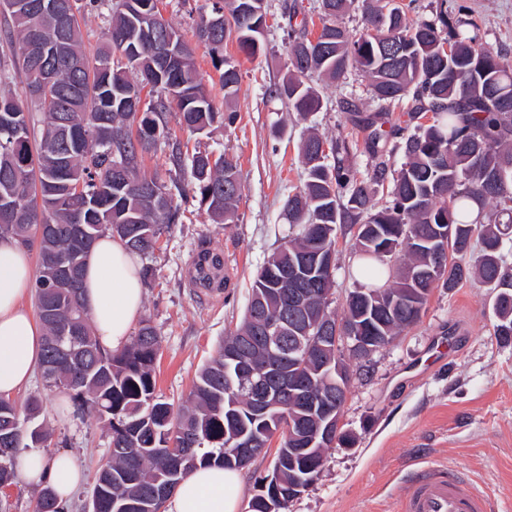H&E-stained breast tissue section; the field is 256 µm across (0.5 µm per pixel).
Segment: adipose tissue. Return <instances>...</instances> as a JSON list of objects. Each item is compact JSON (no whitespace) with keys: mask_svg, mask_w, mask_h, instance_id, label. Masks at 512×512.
I'll return each mask as SVG.
<instances>
[{"mask_svg":"<svg viewBox=\"0 0 512 512\" xmlns=\"http://www.w3.org/2000/svg\"><path fill=\"white\" fill-rule=\"evenodd\" d=\"M35 282L29 250L0 242V395L13 396L33 378L41 359L44 331L24 304ZM83 302L101 344L119 350L129 341L142 310L144 290L137 257L119 238L106 234L93 245L85 266ZM20 474L30 484L51 486L68 501L82 475L74 457L27 452ZM243 497L238 471L201 467L185 477L166 502L167 512H240Z\"/></svg>","mask_w":512,"mask_h":512,"instance_id":"1","label":"adipose tissue"}]
</instances>
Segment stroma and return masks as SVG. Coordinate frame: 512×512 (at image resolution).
Masks as SVG:
<instances>
[{"label":"stroma","mask_w":512,"mask_h":512,"mask_svg":"<svg viewBox=\"0 0 512 512\" xmlns=\"http://www.w3.org/2000/svg\"><path fill=\"white\" fill-rule=\"evenodd\" d=\"M267 4L263 53L249 59L235 41L224 44L225 58L241 75L232 102L224 100L207 48L195 50L197 69L215 107L234 111V122L215 123L205 134L171 130L182 151L223 153L237 160L243 191L234 223L213 222L197 197H188L178 221L164 226L155 250L139 258L152 272L144 286L141 316L159 339L156 390L174 403L188 397L202 365L240 323L257 270L286 239L283 205L305 180L298 155L303 132L313 127L326 140L348 142L347 164L371 181L381 203L389 197L392 171L406 161L403 153L394 154L388 174L374 180L376 160L365 144V131L347 107L352 101L364 111L372 109L368 83L359 72L335 83L309 77L321 108L305 119L269 95L288 70V6H297L310 33H317L321 22L319 0ZM448 4L465 6L488 47L512 54V0ZM170 154L166 139H159L143 154L141 174L189 186L188 170L175 168ZM353 243L348 226H340L332 303L336 311L360 285L353 272ZM203 244L224 256L229 283L215 296H200L190 284ZM492 322L490 290L478 280L464 281L451 291L437 287L417 325L366 358H349L351 380L341 426L350 441L326 450L319 478L289 502L287 512H391L394 496L405 488L404 473L422 458L461 467L479 489L512 503V341L493 336ZM32 396L42 397V418L52 431L43 454L70 449L83 471L67 512H88L95 473L110 452L111 436L75 404L60 406L58 392L46 390L41 376H34L15 399L22 403Z\"/></svg>","instance_id":"35a3bbf8"}]
</instances>
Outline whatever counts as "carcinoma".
Segmentation results:
<instances>
[{
  "mask_svg": "<svg viewBox=\"0 0 512 512\" xmlns=\"http://www.w3.org/2000/svg\"><path fill=\"white\" fill-rule=\"evenodd\" d=\"M356 1L363 28L353 33L341 19ZM158 2L113 0L106 45L93 57L82 47L79 7L62 14L15 0L17 8L0 11L11 22L8 50L21 66L30 99L27 104L0 92V207L18 200L22 208L15 222L0 223V240L37 246L35 303L45 331L39 370L47 376V390L70 393L80 410L110 431L116 451L99 466L94 488L106 489L113 500L148 496L164 472L179 471L180 481L202 465L234 468L224 462L234 451L230 441L260 426L250 416L248 397L252 383L263 377L264 356L251 340L262 335L265 321L286 313L290 285L284 273L305 255L336 249L339 224L367 226L373 234L370 242L360 232L355 235L359 273L373 286L352 291L338 315L330 308L333 276L303 273L312 294L285 343L307 323L338 320L379 345L390 344L420 322L432 288L451 290L471 277L492 289L494 335L512 339V270L502 256L504 242L512 240V57L487 47L479 26L462 9L448 13V0H434L431 16L413 23L394 0H322L317 36L304 24L288 31L289 72L269 95L306 117L321 102L303 77L317 72L336 81L349 71L361 73L375 106L367 141L378 159L376 173L385 174L397 151L407 157L389 200L377 205L370 182L345 163L348 143L331 146L334 164L329 166L327 156H319L326 140L308 134L301 142L306 180L284 204L288 240L257 271L241 324L201 368L188 399L175 405L157 394L159 341L150 321H141L123 349L103 348L82 299L88 252L104 234L142 255L154 250L163 225L178 220L183 190L140 176L139 156L159 137L170 138L172 119L204 133L218 118L196 68L195 48L163 18ZM218 2L196 22L194 36L209 47L228 103L240 76L221 49L233 38L248 57L263 52L266 0ZM115 52L124 65L112 63ZM147 87L154 97L144 102L142 113L131 111ZM403 98L411 99L414 118L432 116L405 140L392 143L375 119L389 111L388 103ZM36 112L41 114L38 137ZM64 126L84 130L83 144L58 138ZM172 159L179 168L188 166L199 203L214 220L233 222L242 195L237 164L202 152L186 159L177 142ZM119 164L131 177L124 178ZM470 201L481 208L473 219ZM489 203L496 208L491 214L483 211ZM48 222L54 230L36 240L37 225ZM439 229L448 230V255L442 257L440 244H424ZM475 241L480 244L476 257ZM51 262L75 267L77 287L54 281ZM202 263L207 286L224 285L223 255L203 247L196 261ZM231 352L256 373L238 374L240 362L228 358ZM321 366L312 354L286 368L297 386L317 398L334 389ZM318 417L290 395L277 401L269 420L296 433L302 427L314 431ZM48 437L38 398L21 408L0 396V448L9 449L8 459L0 462H8L13 476H18L19 455ZM173 439L193 445L189 458L163 446ZM327 448L321 443L312 454L284 465L283 498L296 477L318 474ZM35 512H66V507L56 494L48 501L41 493Z\"/></svg>",
  "mask_w": 512,
  "mask_h": 512,
  "instance_id": "cac0c4a2",
  "label": "carcinoma"
}]
</instances>
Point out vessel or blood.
<instances>
[{
	"label": "vessel or blood",
	"instance_id": "1",
	"mask_svg": "<svg viewBox=\"0 0 512 512\" xmlns=\"http://www.w3.org/2000/svg\"><path fill=\"white\" fill-rule=\"evenodd\" d=\"M396 512H497V505L454 466L414 470Z\"/></svg>",
	"mask_w": 512,
	"mask_h": 512
}]
</instances>
